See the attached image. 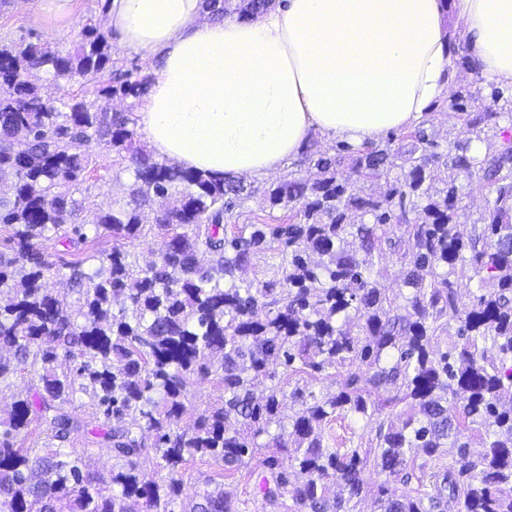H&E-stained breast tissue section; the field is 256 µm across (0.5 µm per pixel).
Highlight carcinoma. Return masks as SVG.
I'll return each mask as SVG.
<instances>
[{
	"label": "carcinoma",
	"mask_w": 512,
	"mask_h": 512,
	"mask_svg": "<svg viewBox=\"0 0 512 512\" xmlns=\"http://www.w3.org/2000/svg\"><path fill=\"white\" fill-rule=\"evenodd\" d=\"M111 65L102 18L85 26L73 54L25 39L0 49V226L12 241L0 252V379L40 366L39 385L0 417V512H174L188 458L233 470L261 448L270 449L258 483L270 512L285 496L294 512H356L369 465L388 479H430L401 494L380 483L376 512H512V139L482 158L470 148L501 120L512 123L504 90L486 85L504 102L499 111L470 110L476 93L467 88L451 94L447 107L467 138L446 153L423 121L406 134L409 150L336 146L314 160L315 179L264 188L266 207L288 211V222L229 235L250 187L159 160L137 145L127 113L84 97L56 106L38 83L40 73L71 83ZM146 89L125 80L98 94L137 99ZM79 139L126 153L134 175L129 201L99 213L92 237L79 221L87 198L75 197L93 162ZM361 179L386 188L364 194ZM465 193L494 195L469 232L455 220ZM173 195L153 216L165 249L142 266L125 242L141 235L143 204ZM104 235L108 253L95 249ZM50 237L89 253L56 267L40 248ZM273 243L280 277L240 278ZM386 251L401 288L386 287L388 268L374 262ZM466 273L478 288L465 297ZM60 275L75 308L47 288ZM63 361L71 366L60 372ZM274 364L287 376H346L333 391L287 394L276 383L254 397L255 382L276 379ZM205 380L224 399L181 424L191 386ZM83 395L118 461L108 489L67 448L84 427L74 413ZM288 399L299 405L292 414ZM348 415L375 423L376 443L363 454L329 445L327 426ZM34 422L41 451L19 445ZM150 454L164 476L144 482L140 460ZM189 512L239 510L217 486Z\"/></svg>",
	"instance_id": "1"
}]
</instances>
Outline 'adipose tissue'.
<instances>
[{"instance_id":"ef3b65f1","label":"adipose tissue","mask_w":512,"mask_h":512,"mask_svg":"<svg viewBox=\"0 0 512 512\" xmlns=\"http://www.w3.org/2000/svg\"><path fill=\"white\" fill-rule=\"evenodd\" d=\"M482 75L512 89V0H107L123 47L157 61L138 114L154 151L216 177L263 176L313 133L352 146L414 125L453 79L446 12Z\"/></svg>"}]
</instances>
